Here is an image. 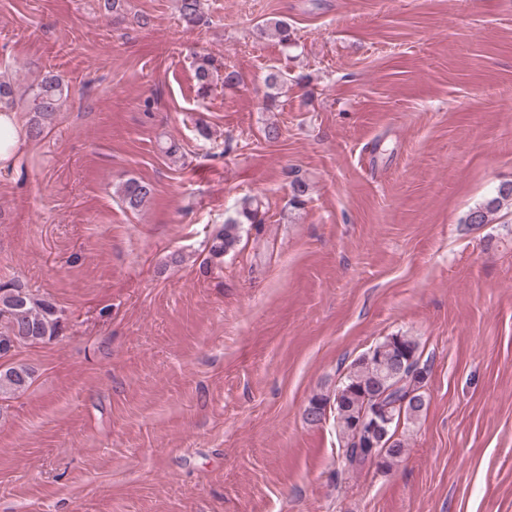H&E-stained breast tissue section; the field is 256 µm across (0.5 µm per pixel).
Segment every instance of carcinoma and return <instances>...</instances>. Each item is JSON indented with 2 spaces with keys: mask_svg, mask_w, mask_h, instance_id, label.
Wrapping results in <instances>:
<instances>
[{
  "mask_svg": "<svg viewBox=\"0 0 512 512\" xmlns=\"http://www.w3.org/2000/svg\"><path fill=\"white\" fill-rule=\"evenodd\" d=\"M179 16L188 25L202 19V0H178ZM198 90L208 93L214 84L218 67L209 55H198L194 60ZM32 118L27 127L31 139L39 138L45 127L51 125L67 99L62 79L51 75L31 84L24 91ZM17 102L11 82L0 78V112H10ZM127 208L138 210L153 196L151 184L130 178L120 189ZM512 203V183H503L495 194L472 208L465 216L466 224H490L493 216L507 203ZM264 202L258 196L240 200L236 217L218 228L209 239L206 262L224 257L233 250L244 224L262 223ZM64 318L61 310L50 300L33 293L18 281L0 282V359L14 356L22 346L40 344L62 335ZM428 364L423 358L419 342L406 335L387 336L355 358L345 369L334 397L316 395L305 410L306 420L319 424L327 412L334 413L338 432V458L349 471H362L368 466L390 468L395 460L406 454L408 443L405 430L415 424L427 411L425 393L417 402L401 406L402 388L398 387L400 369L410 370L418 363ZM33 370L23 364L7 362L0 367V393H20L30 384ZM391 407L395 420L388 436L377 433L373 437L357 428V422L374 395Z\"/></svg>",
  "mask_w": 512,
  "mask_h": 512,
  "instance_id": "carcinoma-1",
  "label": "carcinoma"
}]
</instances>
